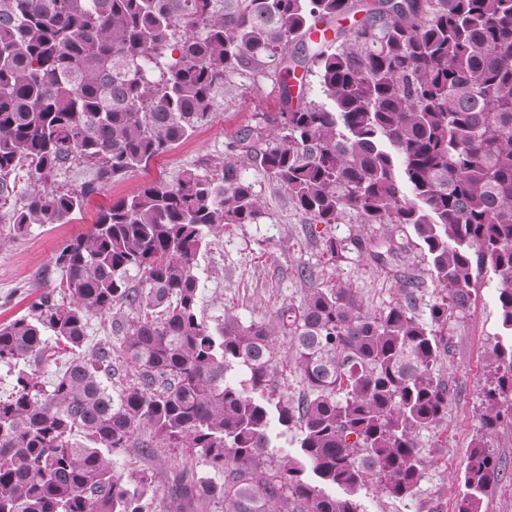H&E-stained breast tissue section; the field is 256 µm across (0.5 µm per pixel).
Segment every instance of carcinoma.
I'll return each mask as SVG.
<instances>
[{
  "label": "carcinoma",
  "instance_id": "obj_1",
  "mask_svg": "<svg viewBox=\"0 0 512 512\" xmlns=\"http://www.w3.org/2000/svg\"><path fill=\"white\" fill-rule=\"evenodd\" d=\"M364 13L334 37L313 28ZM331 101L293 105L287 78ZM277 77L280 111L239 129L224 161L147 185L62 247L59 297L0 323V365L71 358L50 388L20 370L0 399V512H363L372 485L411 496L416 435L448 418V319L492 275L512 332V0H0V198L26 165L41 181L74 165L97 177L24 193L13 237L66 224L102 186L210 121L217 86ZM250 158L314 224H381L357 242L400 298L369 311L347 285L308 288L269 321L198 313L206 236L262 218ZM440 288L418 312L425 280ZM125 314L112 312L115 306ZM117 344L80 354L89 322ZM289 339L283 357L273 336ZM456 512H482L505 467L485 439L512 424V343L490 352ZM307 392L288 398L284 364ZM297 452L259 470L275 426ZM185 451L169 496L105 454ZM331 487L340 493H327Z\"/></svg>",
  "mask_w": 512,
  "mask_h": 512
}]
</instances>
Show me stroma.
<instances>
[{"label": "stroma", "instance_id": "stroma-1", "mask_svg": "<svg viewBox=\"0 0 512 512\" xmlns=\"http://www.w3.org/2000/svg\"><path fill=\"white\" fill-rule=\"evenodd\" d=\"M279 109L276 81L242 75L216 89L210 122L124 180L105 185L69 223L35 224L25 236L12 239L8 236L10 217L22 199L0 200V322L26 314L28 306L45 294L58 293L62 278L56 263L59 250L87 234L101 210L145 185L172 182L184 170H201L221 161L226 143L240 128L256 124L262 113ZM246 173L255 184L265 216L260 223L237 224L209 235L207 248L198 255L199 312L209 325L220 322L228 310L248 319L267 320L282 304L299 301L306 283L296 269L304 265L317 269L322 286L351 285L370 311L382 310L396 300L397 289L385 273L359 257L356 250L336 260L323 247L326 236L347 242L376 238L382 235V226L360 223L353 215L331 226L311 224L260 169L250 165ZM449 327L448 353L437 366L451 389L448 418L416 437L423 457L417 490L410 498L395 499L369 489L360 495L365 512H455L466 457L476 436L480 390L492 379L488 351L502 333L495 282L479 283L469 312L452 319ZM487 444L505 471L495 490L484 497L483 512H512V425L500 428ZM114 461L120 472L148 470L163 497L171 473L182 465V454L180 449L164 448L147 457L130 448Z\"/></svg>", "mask_w": 512, "mask_h": 512}]
</instances>
